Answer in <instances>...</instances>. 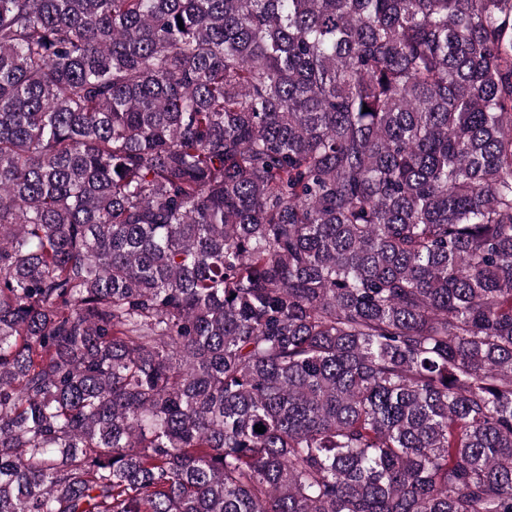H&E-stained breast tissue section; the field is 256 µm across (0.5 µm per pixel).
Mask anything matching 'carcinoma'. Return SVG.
I'll list each match as a JSON object with an SVG mask.
<instances>
[{"label":"carcinoma","mask_w":512,"mask_h":512,"mask_svg":"<svg viewBox=\"0 0 512 512\" xmlns=\"http://www.w3.org/2000/svg\"><path fill=\"white\" fill-rule=\"evenodd\" d=\"M0 512H512V0H0Z\"/></svg>","instance_id":"1"}]
</instances>
